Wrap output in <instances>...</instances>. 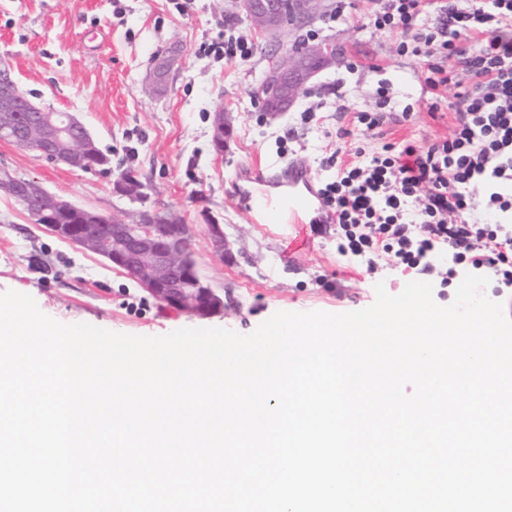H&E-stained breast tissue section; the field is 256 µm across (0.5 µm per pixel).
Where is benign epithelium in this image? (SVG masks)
Instances as JSON below:
<instances>
[{
    "instance_id": "7a95c632",
    "label": "benign epithelium",
    "mask_w": 512,
    "mask_h": 512,
    "mask_svg": "<svg viewBox=\"0 0 512 512\" xmlns=\"http://www.w3.org/2000/svg\"><path fill=\"white\" fill-rule=\"evenodd\" d=\"M239 11L249 20L279 36L287 27L282 0H237ZM323 0H299V24L318 14ZM334 50L322 44L306 46L300 52L285 49L270 40V73L255 96L278 111L290 107L300 90L318 71L332 63ZM26 126L18 130L19 124ZM0 138L54 162L73 169L91 171L109 168L110 160L97 153L93 136L73 113H50L33 103L9 74L0 71ZM36 224L45 225L54 235L76 245L91 237L108 240L103 257L122 270L138 286L164 307L199 318H209L224 310V296L201 277L188 259L191 227L168 224L157 209L142 212L140 224H126L114 217L78 207L44 189L33 178L0 176ZM129 182L113 179L115 194L143 201L145 186L128 191ZM66 215L75 224H57L55 218ZM213 252L224 259V228L208 225Z\"/></svg>"
}]
</instances>
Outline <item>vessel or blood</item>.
Masks as SVG:
<instances>
[{
  "label": "vessel or blood",
  "mask_w": 512,
  "mask_h": 512,
  "mask_svg": "<svg viewBox=\"0 0 512 512\" xmlns=\"http://www.w3.org/2000/svg\"><path fill=\"white\" fill-rule=\"evenodd\" d=\"M239 180L247 185L245 199L261 224H305L321 196L298 159L253 163L241 168Z\"/></svg>",
  "instance_id": "1"
}]
</instances>
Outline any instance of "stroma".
I'll return each mask as SVG.
<instances>
[{
	"instance_id": "1",
	"label": "stroma",
	"mask_w": 512,
	"mask_h": 512,
	"mask_svg": "<svg viewBox=\"0 0 512 512\" xmlns=\"http://www.w3.org/2000/svg\"><path fill=\"white\" fill-rule=\"evenodd\" d=\"M0 0V68L33 102L75 113L111 160L110 171H81L54 164L0 140V170L32 178L73 204L138 221L142 206L177 210L191 227V253L201 276L223 294L225 309L210 318L177 314L99 255L59 239L33 222L0 191V292L31 295L47 316L109 331L160 336L181 328L253 332L278 311L340 313L371 306L375 286L399 294L415 281L387 254L374 264L339 253L336 227L311 224L308 245L288 249L291 230L255 223L235 184L238 169L253 161L275 162L281 153L301 158L316 184L333 171L324 159L336 146L380 151L387 143L416 145L447 137L453 92L437 116L402 108L422 93L420 67L398 55V39L363 24L369 0H346L345 19L317 16L297 40L316 36L336 48L334 65L318 73L288 111L273 115L253 94L268 60L266 40L243 14H227L217 0ZM256 48L246 62L210 53L225 25ZM170 57L167 87L154 91V61ZM406 70L413 80L388 102L377 89ZM384 109L378 136L362 132L355 112ZM223 111L232 137L224 153L212 147V123ZM130 170L150 188L146 204L117 196L114 175ZM224 227L228 254L216 262L210 222Z\"/></svg>"
}]
</instances>
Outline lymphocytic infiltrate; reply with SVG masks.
I'll list each match as a JSON object with an SVG mask.
<instances>
[{
	"instance_id": "lymphocytic-infiltrate-1",
	"label": "lymphocytic infiltrate",
	"mask_w": 512,
	"mask_h": 512,
	"mask_svg": "<svg viewBox=\"0 0 512 512\" xmlns=\"http://www.w3.org/2000/svg\"><path fill=\"white\" fill-rule=\"evenodd\" d=\"M365 26L397 33L400 55L415 58L425 107L436 113L455 82L449 58L462 61L468 84L450 105L454 129L422 146L407 142L354 161L334 150V174L321 190L336 217L339 250L431 273V256L452 265L494 270L512 288V0H372ZM481 181L491 216L465 219L468 188Z\"/></svg>"
}]
</instances>
